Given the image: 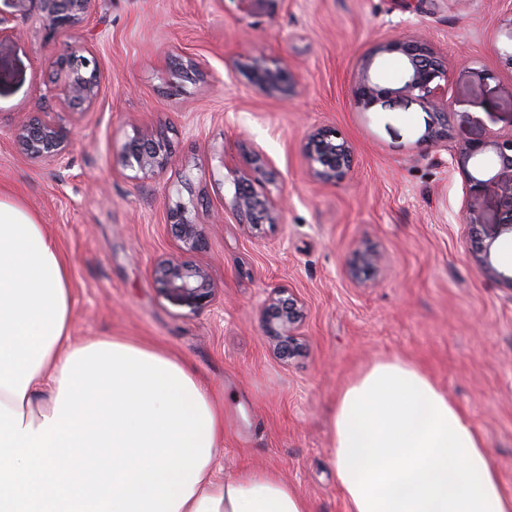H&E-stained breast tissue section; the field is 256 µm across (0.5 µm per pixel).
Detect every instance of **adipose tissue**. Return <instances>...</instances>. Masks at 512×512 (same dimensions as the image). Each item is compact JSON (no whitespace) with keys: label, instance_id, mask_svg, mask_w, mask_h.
<instances>
[{"label":"adipose tissue","instance_id":"1","mask_svg":"<svg viewBox=\"0 0 512 512\" xmlns=\"http://www.w3.org/2000/svg\"><path fill=\"white\" fill-rule=\"evenodd\" d=\"M70 320L68 260L0 192V512H312L277 471L217 473L224 407L183 360ZM330 447L348 512H512L464 412L400 357L345 385Z\"/></svg>","mask_w":512,"mask_h":512}]
</instances>
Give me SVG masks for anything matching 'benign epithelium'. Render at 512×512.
<instances>
[{
    "label": "benign epithelium",
    "instance_id": "obj_1",
    "mask_svg": "<svg viewBox=\"0 0 512 512\" xmlns=\"http://www.w3.org/2000/svg\"><path fill=\"white\" fill-rule=\"evenodd\" d=\"M32 1L39 4V21L60 31L77 30L90 19L95 4V0H8L17 9L25 8ZM85 51L84 44L75 40L51 61L58 95L72 109L91 106L98 95L97 72L90 68V61L83 55ZM380 53H396L403 58L399 86L390 88L380 84L374 68L376 56ZM246 69L251 79L267 92L288 94L290 75L287 69L270 66L262 55L248 57ZM447 80V63L421 36L408 33L379 44L360 59L354 96L366 110L390 95L421 99L438 115L437 125L431 127L423 138V141L434 144L447 136L448 101L443 98L441 85ZM72 136V127L61 123L54 113L44 112L40 117L18 125L13 141L16 148L28 157L66 167ZM488 148L497 157L498 170L487 180L469 177V189L481 191L492 188L512 200V134L488 143H467L461 147V153L472 157ZM306 155L312 176L323 183L342 181L353 164L350 146L331 128H319L309 135ZM115 163L123 170L133 172L136 178L141 174L161 172L171 163L170 145L161 137L135 136L123 144L115 156ZM276 179L277 172L266 166L260 157H255L251 170L236 175L233 213L246 218L254 227L276 223L281 210L280 201L265 190L266 184ZM193 207L194 201L181 199L168 205L170 228L187 252L196 250L203 240L202 225L190 217ZM504 231L512 232V222L498 225V230L492 233L473 225L475 258L490 279L512 289V274L498 270L491 260L494 243ZM378 262V256L371 250L359 248L354 252L346 273L352 280L361 281ZM152 273L162 293L173 304L194 313L209 307L215 297V286L206 270L189 260L161 258L155 262ZM302 316L300 300L285 288L273 289L264 300L263 327L265 333L276 341L277 353L283 359H291L301 351Z\"/></svg>",
    "mask_w": 512,
    "mask_h": 512
}]
</instances>
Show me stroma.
Returning a JSON list of instances; mask_svg holds the SVG:
<instances>
[{
    "label": "stroma",
    "instance_id": "1",
    "mask_svg": "<svg viewBox=\"0 0 512 512\" xmlns=\"http://www.w3.org/2000/svg\"><path fill=\"white\" fill-rule=\"evenodd\" d=\"M16 13L0 39V188L45 224L70 259L72 334L160 344L224 399L229 435L217 466L279 471L312 512H347L330 467V420L343 387L373 362L401 357L425 371L482 436L512 494V289L488 280L471 225L503 223L512 203L469 191L497 171L465 143L512 132V0H96L80 30L99 68V96L71 115L52 96L49 61L69 37ZM424 32L448 63V137L423 136L437 115L413 96L358 107L360 58ZM288 67V97L255 86L243 64ZM74 123L68 167L21 154L17 125L41 110ZM336 129L356 165L315 180L304 145ZM165 135L172 163L129 178L113 164L137 134ZM276 170L266 190L278 224L253 229L230 210L234 174L254 156ZM194 199L204 240L191 253L217 288L192 313L151 274L180 254L169 200ZM381 262L372 285L351 281L357 246ZM275 288L302 302L300 356L284 361L262 325Z\"/></svg>",
    "mask_w": 512,
    "mask_h": 512
}]
</instances>
